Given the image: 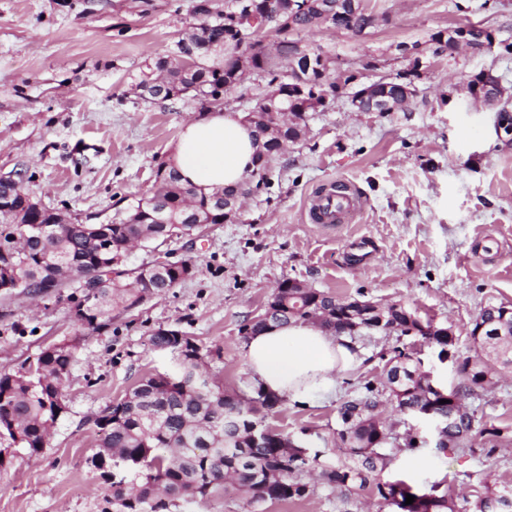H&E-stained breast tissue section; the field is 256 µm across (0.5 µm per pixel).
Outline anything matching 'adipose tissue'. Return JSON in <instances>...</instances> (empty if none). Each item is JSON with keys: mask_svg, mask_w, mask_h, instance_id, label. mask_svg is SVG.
Listing matches in <instances>:
<instances>
[{"mask_svg": "<svg viewBox=\"0 0 512 512\" xmlns=\"http://www.w3.org/2000/svg\"><path fill=\"white\" fill-rule=\"evenodd\" d=\"M253 131L241 113L216 110L184 125L170 164L203 192L242 184L254 168ZM359 361L347 336L307 321L273 325L249 336L246 363L253 388L307 403L334 395L339 378Z\"/></svg>", "mask_w": 512, "mask_h": 512, "instance_id": "ef3b65f1", "label": "adipose tissue"}]
</instances>
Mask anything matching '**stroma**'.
I'll return each mask as SVG.
<instances>
[{
	"instance_id": "stroma-1",
	"label": "stroma",
	"mask_w": 512,
	"mask_h": 512,
	"mask_svg": "<svg viewBox=\"0 0 512 512\" xmlns=\"http://www.w3.org/2000/svg\"><path fill=\"white\" fill-rule=\"evenodd\" d=\"M195 0H0V175L24 168L29 190L79 224H112L157 189L184 124L200 119L198 100H143L133 86L190 32ZM378 25L358 36L322 28L301 40L331 60L341 87L309 113L305 136L276 156L271 184L245 199L240 218L205 225L200 237L167 242L174 259H190L194 276L127 311L111 324L82 330L71 313L76 293L0 295V370L14 371L47 347L73 341L65 384L69 410L43 452L31 456L0 440V512H98L107 486L91 462L99 437L90 419L123 398L145 375L175 372L176 357L151 349L160 328L192 337L208 353V371L228 393L250 390L241 326L263 310L280 282L294 279L339 299L400 303L422 321L450 328L447 359L437 346L412 341L422 368L446 389L464 381L465 361L485 357L470 337L490 304L512 305V134L501 114L475 101L473 75L497 76L512 102V0H363ZM480 24L494 44L433 55L432 33ZM419 44V63L400 44ZM417 69L416 93L396 112H359L360 86ZM353 185L363 209L345 224H313L311 196L334 180ZM495 237L499 255L485 254ZM362 362L335 395L282 403L263 420L313 451L339 454L341 403L365 382L385 381L383 356L395 336L352 335ZM476 413L458 449L437 448L431 419L379 410L389 429L382 479L413 490L432 484L474 499L485 488H512V369L463 400ZM421 442L406 450L405 436ZM258 512H393L373 486L318 484L315 496L267 503Z\"/></svg>"
}]
</instances>
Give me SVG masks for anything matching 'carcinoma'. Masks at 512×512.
Returning a JSON list of instances; mask_svg holds the SVG:
<instances>
[{
  "label": "carcinoma",
  "instance_id": "obj_1",
  "mask_svg": "<svg viewBox=\"0 0 512 512\" xmlns=\"http://www.w3.org/2000/svg\"><path fill=\"white\" fill-rule=\"evenodd\" d=\"M316 0L295 4L296 34L313 28H335L355 35L362 27L378 23L373 14L350 17L334 14L322 17L313 7ZM266 0H227L224 15L213 18L208 0H196L192 15L193 31L176 44L178 59L160 58L155 68L163 83L164 100L192 96L201 108L210 107L212 97L240 86L245 71L253 70L268 78V90L255 100L244 114V121L254 131L255 170L246 185L224 188L221 194L235 197L270 184L269 163L288 144L301 140L306 127V113L323 106L336 94L338 85L321 78L316 70L325 57L319 49L302 47V58H311L316 83L298 84L280 68L267 51L262 35H282L285 17L266 18L262 27L244 21L251 12L262 13ZM209 44L223 54L221 60L205 55L196 63L187 61L186 43ZM419 61L413 68L387 81L388 95L399 103L406 101L403 88L412 87ZM286 105L289 113L280 109ZM159 183L152 200L159 199L163 210L156 211L151 200L140 202L118 224H84L71 228L58 224L59 213L46 209L40 215L25 207L30 195L24 179L0 182V200L17 210V219L0 220V285L8 291L37 295L48 287H62L71 280L98 287L99 300L77 315L85 329L98 331L112 320L115 309L128 310L143 294H158L192 276L195 266L186 262L172 270L166 266L143 271L129 270L120 262L128 249L146 242H165L173 237H190L200 230L197 220L222 224L231 220L226 213L212 209L217 192H199L181 182L178 172L162 164L156 171ZM41 228L34 229V222ZM275 300L265 307L268 318H254L246 325L247 334H255L271 324L291 321H315L334 333L351 334L345 312H336V298L312 288L288 287L283 280L274 289ZM479 316L490 326L473 342L487 350L489 357L502 367L512 368V306L488 305ZM383 325L377 330L397 337L410 336L407 328L414 313L402 304L386 306ZM155 350H167L177 356L180 371L152 374L142 378L131 396L112 402L93 418L99 447L112 451V461L99 455L93 466L109 485L100 512H172L182 501L215 492L235 494L255 508L265 503L300 500L314 493L305 482L309 471H319L321 479L333 487L363 488L372 483L383 504L399 496L401 512H456L454 496L438 492L434 485L421 494L403 481L378 478L389 458L382 453L387 439L386 427L377 417L380 397L396 404L401 413L415 415L433 411L432 417L450 419L448 441L458 442L472 430L475 413L457 404L440 403L430 389V377L422 370L416 353L395 347L387 360L383 389L366 382L364 392L344 401L338 411L342 422L339 439L344 458L331 459L316 453L309 455L301 443L262 425V413L276 409L281 400L260 390L239 397H216L205 382L198 379L202 354L189 336L178 338L159 332L149 337ZM77 345L60 343L43 350L39 356L14 373L0 371V438L17 442L29 454L45 448L49 431L63 416L59 400L64 397L63 383L72 366ZM463 373L467 390L484 389L491 384L492 372L483 360L466 361ZM414 502L406 505V495ZM472 512H512V489H489L470 503Z\"/></svg>",
  "mask_w": 512,
  "mask_h": 512
}]
</instances>
